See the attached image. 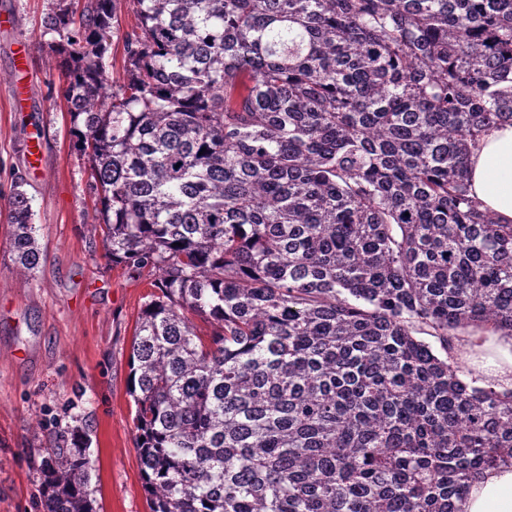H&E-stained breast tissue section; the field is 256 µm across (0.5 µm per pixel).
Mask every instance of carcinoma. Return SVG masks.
<instances>
[{"instance_id":"carcinoma-1","label":"carcinoma","mask_w":512,"mask_h":512,"mask_svg":"<svg viewBox=\"0 0 512 512\" xmlns=\"http://www.w3.org/2000/svg\"><path fill=\"white\" fill-rule=\"evenodd\" d=\"M115 2L43 27L74 63L93 230L155 288L129 383L149 512H457L512 462V389L464 381L457 344L512 337V224L466 175L512 124V0H135L118 86ZM23 186L8 226L31 275ZM71 436L39 512H98Z\"/></svg>"}]
</instances>
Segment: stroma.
I'll use <instances>...</instances> for the list:
<instances>
[{
    "mask_svg": "<svg viewBox=\"0 0 512 512\" xmlns=\"http://www.w3.org/2000/svg\"><path fill=\"white\" fill-rule=\"evenodd\" d=\"M59 0H0V512H37L43 450L58 434L85 429L100 512H148L142 487L130 348L151 293L147 281L113 266L90 226L98 219L89 163L73 146L62 91L60 38L42 21ZM118 23L105 66L122 81L123 36L135 23L133 0H116ZM29 46L31 107L13 108L8 86L19 43ZM41 146L30 171L28 140ZM32 197L44 256L35 276L12 260L7 216L12 184Z\"/></svg>",
    "mask_w": 512,
    "mask_h": 512,
    "instance_id": "35a3bbf8",
    "label": "stroma"
}]
</instances>
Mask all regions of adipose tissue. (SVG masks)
I'll return each instance as SVG.
<instances>
[{
  "label": "adipose tissue",
  "mask_w": 512,
  "mask_h": 512,
  "mask_svg": "<svg viewBox=\"0 0 512 512\" xmlns=\"http://www.w3.org/2000/svg\"><path fill=\"white\" fill-rule=\"evenodd\" d=\"M470 195L499 223L512 224V124L488 129L467 163ZM465 350L478 353L479 371L499 388H512V338L490 332L469 337ZM459 512H512V463L486 471L458 502Z\"/></svg>",
  "instance_id": "1"
}]
</instances>
